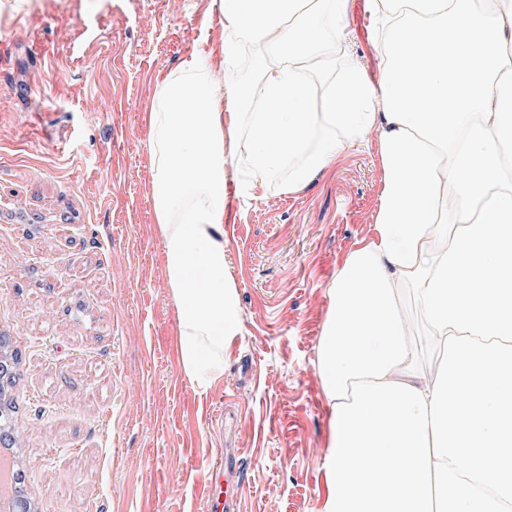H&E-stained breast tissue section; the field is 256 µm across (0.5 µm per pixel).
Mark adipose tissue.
<instances>
[{
    "mask_svg": "<svg viewBox=\"0 0 512 512\" xmlns=\"http://www.w3.org/2000/svg\"><path fill=\"white\" fill-rule=\"evenodd\" d=\"M219 57L150 102V196L199 388L243 332L224 243L229 191L294 193L376 136L374 222L328 288L317 363L330 410L322 512L512 505V0H365L376 77L348 56L349 0H216ZM421 321L442 366L424 374Z\"/></svg>",
    "mask_w": 512,
    "mask_h": 512,
    "instance_id": "adipose-tissue-1",
    "label": "adipose tissue"
}]
</instances>
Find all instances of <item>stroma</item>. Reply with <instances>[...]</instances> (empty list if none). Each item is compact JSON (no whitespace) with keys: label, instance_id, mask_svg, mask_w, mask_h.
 Returning a JSON list of instances; mask_svg holds the SVG:
<instances>
[{"label":"stroma","instance_id":"obj_1","mask_svg":"<svg viewBox=\"0 0 512 512\" xmlns=\"http://www.w3.org/2000/svg\"><path fill=\"white\" fill-rule=\"evenodd\" d=\"M213 0H0V336L38 512H205V460L241 448V512H320L327 288L368 232L375 139L224 225L243 334L213 388L176 351L149 185L158 83L217 48ZM350 53L377 49L352 0Z\"/></svg>","mask_w":512,"mask_h":512}]
</instances>
